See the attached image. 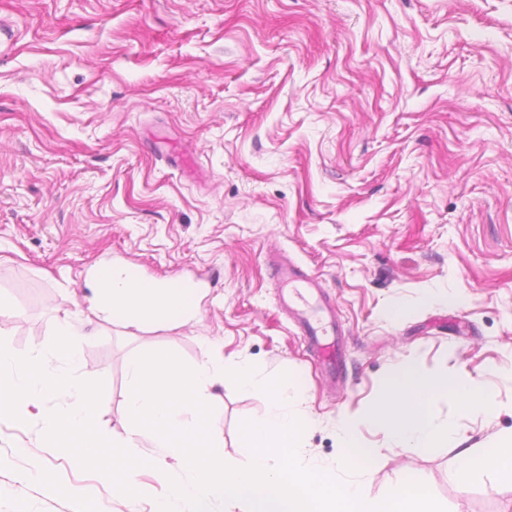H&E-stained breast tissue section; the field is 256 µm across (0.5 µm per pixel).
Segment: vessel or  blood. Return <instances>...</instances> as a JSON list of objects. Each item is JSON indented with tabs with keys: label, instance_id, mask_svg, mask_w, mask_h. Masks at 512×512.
<instances>
[{
	"label": "vessel or blood",
	"instance_id": "obj_1",
	"mask_svg": "<svg viewBox=\"0 0 512 512\" xmlns=\"http://www.w3.org/2000/svg\"><path fill=\"white\" fill-rule=\"evenodd\" d=\"M269 266L280 286L282 307L301 329L329 382H339L345 367L342 330L336 319V308L325 298L320 281L275 256L271 257Z\"/></svg>",
	"mask_w": 512,
	"mask_h": 512
}]
</instances>
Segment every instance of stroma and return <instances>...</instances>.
Returning a JSON list of instances; mask_svg holds the SVG:
<instances>
[{"label": "stroma", "instance_id": "stroma-1", "mask_svg": "<svg viewBox=\"0 0 512 512\" xmlns=\"http://www.w3.org/2000/svg\"><path fill=\"white\" fill-rule=\"evenodd\" d=\"M273 254L336 307L338 386L278 304ZM118 264L215 280L195 317L132 333L89 310V279ZM0 297L24 352L82 312L78 375L102 383L111 439L129 435L132 356L243 361L296 379L305 464L344 458L351 419L369 498L413 480L448 512H512V485L449 477L457 449L512 432V0H0ZM401 362L471 374L498 409L440 398L430 415L454 437L393 449L362 415ZM209 392L225 462L245 463L241 425L267 395ZM37 465L60 494L21 484ZM137 480L134 510L37 420L0 422V512H151L167 486Z\"/></svg>", "mask_w": 512, "mask_h": 512}]
</instances>
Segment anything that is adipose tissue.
Wrapping results in <instances>:
<instances>
[{"label":"adipose tissue","mask_w":512,"mask_h":512,"mask_svg":"<svg viewBox=\"0 0 512 512\" xmlns=\"http://www.w3.org/2000/svg\"><path fill=\"white\" fill-rule=\"evenodd\" d=\"M195 294L188 284L179 288L138 284L132 270L115 266L95 276L90 303L98 319L142 331L167 328L190 317ZM441 396L452 398L467 413L496 408L494 397L463 375H428L402 363L385 377L381 398L366 410L364 419L381 430L395 448H430L453 434L452 427H440L429 415L430 405ZM488 474L512 483V433L485 448L458 450L451 471L455 483L465 488Z\"/></svg>","instance_id":"adipose-tissue-1"}]
</instances>
